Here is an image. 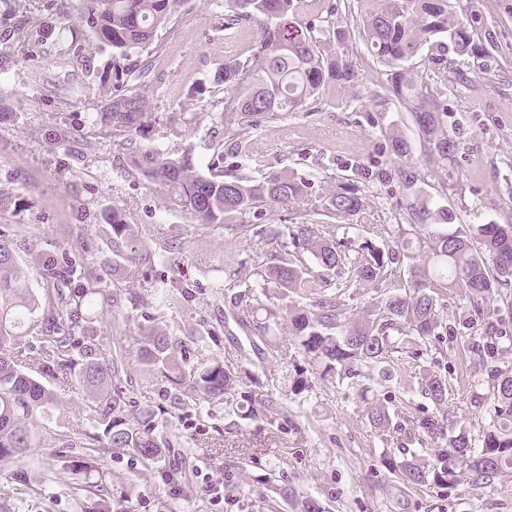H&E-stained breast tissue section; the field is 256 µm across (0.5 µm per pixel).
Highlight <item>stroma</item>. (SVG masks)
<instances>
[{
  "label": "stroma",
  "mask_w": 512,
  "mask_h": 512,
  "mask_svg": "<svg viewBox=\"0 0 512 512\" xmlns=\"http://www.w3.org/2000/svg\"><path fill=\"white\" fill-rule=\"evenodd\" d=\"M485 52L466 59L464 83H448V122L456 129L459 149L451 160L459 173L448 188L454 225L512 224V0H478ZM79 0H0V52L9 53L8 77H0V104L16 114L0 124V228L13 233L19 256L35 247L53 252L62 246L88 247L89 261L108 255L112 234L105 215L118 212L138 231L142 248L155 252L143 277L117 271L113 288H129L150 302L149 284L180 276L192 298L170 305L165 316L174 329L207 323L217 340L207 352L224 364L247 363L244 333L232 321L224 298L248 279L249 248L234 230L221 224H198L169 207L163 191L148 185L129 167L131 146L122 137L84 144L93 113L104 105L101 88L112 50L94 40L79 20ZM176 24L159 29L152 44L133 50L129 65L148 61L146 79L131 86L144 96L156 116L153 142L168 151H190L202 173H219L225 163L224 119L210 107L211 93L225 61L244 59L257 41L254 24L224 27V0H180ZM353 60L361 81L353 89L316 103L314 111L293 112L262 123L252 133L253 148L273 170L294 169L323 178V190L348 176V163L362 161L398 170L390 140L376 120L396 124L419 147L410 112L396 104L382 108L366 90L380 79V68L362 51ZM71 137L67 148H54L53 130ZM400 194L372 199L375 219L368 229L345 234L331 222V237L350 236L353 244L381 243L384 225ZM173 244L164 252V244ZM451 368L448 407L459 426L478 434L485 409L468 400L469 384L486 380L469 345L450 342L431 369ZM376 375L363 369L356 387L311 375V404L318 412L301 431L273 436L263 422L245 420L213 404L205 429L188 432L174 426L196 454L191 466L224 480V508L216 510L200 490L168 497L159 479L142 471L132 458L104 455L103 465L115 483L134 482L133 512H157L167 496L171 512H290L273 486L318 500L324 512H512V478L488 488H407L386 469V450L367 418L361 388L374 387ZM53 419L39 429L41 445L20 463L37 474L20 485L10 471L0 472V512H80L70 496L71 470L51 456L58 434L87 427L86 394L72 387L59 391ZM223 445L220 456L209 448Z\"/></svg>",
  "instance_id": "obj_1"
}]
</instances>
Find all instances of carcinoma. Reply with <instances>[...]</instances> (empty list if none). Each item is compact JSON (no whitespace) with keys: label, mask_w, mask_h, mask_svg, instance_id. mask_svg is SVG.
I'll use <instances>...</instances> for the list:
<instances>
[{"label":"carcinoma","mask_w":512,"mask_h":512,"mask_svg":"<svg viewBox=\"0 0 512 512\" xmlns=\"http://www.w3.org/2000/svg\"><path fill=\"white\" fill-rule=\"evenodd\" d=\"M178 0H80L79 18L95 39L126 58L131 50L152 42L156 31L175 23ZM466 17L456 16L452 0H357L353 32L336 27L337 0H224V28L244 22L259 25L260 39L248 57L224 63L219 83L224 112L223 158L238 174L206 176L188 152L164 151L143 144L130 166L146 182L163 188L174 209L199 224H224L253 256V284L234 294L230 314L245 332L257 360L232 369L204 355L214 332L190 329L173 334L161 312L177 296L191 297L183 283L154 288L155 308L145 310L140 296L108 288L86 255L61 248L52 255L36 253L31 264L51 286L41 297L24 285L27 271L17 260L10 234L0 229V470L13 464L37 442L36 426L57 405L56 390L79 386L92 394L90 427L61 439L55 461L74 468L71 493L83 512H131L126 495L97 471L106 453L129 456L162 481L185 492L192 471L167 469L178 445L171 423L190 428L222 402L242 419L259 420L285 433L301 429L289 403L311 390L306 370L288 373V348L277 331L288 321V333L307 364L341 382L356 384L364 366L377 372L376 384L391 390L369 402L368 419L378 437L399 435L400 456H386V468L410 486L453 488L464 482L484 488L512 475V369H495L488 384L469 390L473 403L491 406L478 438L457 426L448 410L452 370L425 368L443 353L447 338L481 327L472 342L482 359L496 361L512 352V327L488 307L492 296L512 303L504 290L512 287V224H476L450 229L455 215L441 200L445 186L457 180L448 165L458 143L448 132V61H463L483 50L482 16L469 3ZM364 48L385 67L383 79L368 91L379 103L397 102L414 113L426 160L440 166L439 201L422 197L426 173L407 164L401 187L416 204L395 210L390 235L394 244L364 241L357 247L325 235L329 219L351 229L374 219L370 198L392 194L388 172L355 162L353 177L328 193L317 180L296 171L272 172L256 179L252 131L267 119L302 112L309 102L358 83L349 60L347 40ZM424 54L432 83L421 79L412 60ZM130 69L112 65L102 88L113 95L96 114L89 137L115 135L147 138L155 120L147 100L126 89ZM396 156L411 158L403 136L384 128ZM312 197L321 207L306 211L299 224L275 229L262 225L274 205L300 204ZM112 265L140 273L142 251L135 235L112 212ZM319 266L314 271L304 254ZM345 275L356 288L367 283L384 291L352 312L326 294L331 277ZM454 295L468 316L454 324L444 317ZM112 311L118 326L133 318L148 323L127 345L107 349L101 343L92 312ZM162 385L160 402L143 405L131 396L130 359ZM431 407L414 404L408 425L393 422L390 404L396 395L414 392ZM278 495L295 512H321L319 503L284 487Z\"/></svg>","instance_id":"obj_1"}]
</instances>
